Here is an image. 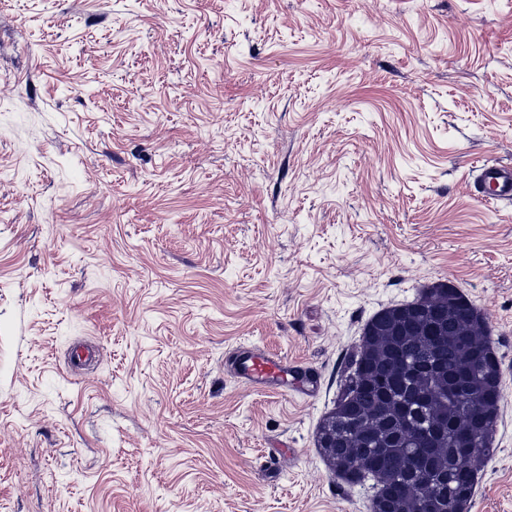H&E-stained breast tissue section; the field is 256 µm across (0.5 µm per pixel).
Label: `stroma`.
<instances>
[{
	"label": "stroma",
	"mask_w": 512,
	"mask_h": 512,
	"mask_svg": "<svg viewBox=\"0 0 512 512\" xmlns=\"http://www.w3.org/2000/svg\"><path fill=\"white\" fill-rule=\"evenodd\" d=\"M485 162L512 0H0V512H370L319 427L370 318L439 283L501 364L468 512H512ZM242 344L318 390L247 388Z\"/></svg>",
	"instance_id": "1"
}]
</instances>
